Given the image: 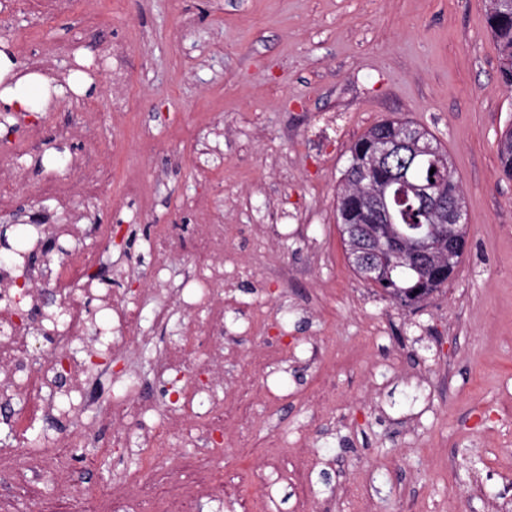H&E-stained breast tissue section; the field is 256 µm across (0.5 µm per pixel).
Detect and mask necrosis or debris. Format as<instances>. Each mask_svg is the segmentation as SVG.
Listing matches in <instances>:
<instances>
[{
    "instance_id": "1",
    "label": "necrosis or debris",
    "mask_w": 512,
    "mask_h": 512,
    "mask_svg": "<svg viewBox=\"0 0 512 512\" xmlns=\"http://www.w3.org/2000/svg\"><path fill=\"white\" fill-rule=\"evenodd\" d=\"M112 188V172L94 166L84 179L46 183V194L70 200L94 199ZM70 238L63 257L44 269L29 264L0 266V405L20 396V408L6 416L14 434L9 452H0V471L25 466L52 477L60 496L80 502L90 496L94 512H191L198 495L224 499V483L209 476V451L221 449L224 434V343L217 331L224 328V290L246 262L227 248L224 227L200 225L190 248L194 258L181 281L172 278V259L183 249L171 225H156L148 246L154 255L149 271L142 274V298L157 286L170 288L180 305L204 312L203 321L182 325V341L163 347L156 356V376L178 385L172 407L159 409L142 395L143 380L124 367L132 339L147 343L137 311L121 297L104 291L95 311H88L89 278L105 262L114 230L108 224L86 228L65 227ZM104 316L109 329L92 330L91 313ZM107 383L112 399L99 404L89 387ZM94 412L111 425L112 437L99 443L83 417ZM43 420L65 431L58 449L33 442L31 424ZM179 437L182 447L206 445L196 461L200 476L155 496L146 495V474L83 487L68 477L70 449L100 448L111 452L129 448L139 440L151 446L170 444Z\"/></svg>"
}]
</instances>
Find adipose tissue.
<instances>
[{
  "instance_id": "1",
  "label": "adipose tissue",
  "mask_w": 512,
  "mask_h": 512,
  "mask_svg": "<svg viewBox=\"0 0 512 512\" xmlns=\"http://www.w3.org/2000/svg\"><path fill=\"white\" fill-rule=\"evenodd\" d=\"M66 91L39 73L16 70L12 59L0 51V108L37 112L63 97Z\"/></svg>"
}]
</instances>
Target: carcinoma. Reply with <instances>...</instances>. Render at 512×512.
Here are the masks:
<instances>
[{"instance_id": "carcinoma-1", "label": "carcinoma", "mask_w": 512, "mask_h": 512, "mask_svg": "<svg viewBox=\"0 0 512 512\" xmlns=\"http://www.w3.org/2000/svg\"><path fill=\"white\" fill-rule=\"evenodd\" d=\"M488 25L500 48L499 76L501 83L512 91V0H488ZM399 138L396 120H385L370 127L350 147L349 165L342 179L338 195L339 220L342 225L357 227L363 236L376 229L375 213L371 204V185L361 179L360 174L371 167L370 159L375 143ZM435 152L419 156L410 168V180L414 183L434 182L448 196L462 194L461 187L452 169L444 167L442 158L447 152L434 136H429ZM498 156L500 172L512 179V125L507 127L499 140ZM394 191L406 197L393 213L397 238L405 243L427 233L433 217L419 201L406 190L394 187ZM381 266L379 281L374 286L394 302L417 305L445 286L438 280L435 270L415 262L390 265L384 257H374Z\"/></svg>"}]
</instances>
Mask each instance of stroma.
Instances as JSON below:
<instances>
[{
    "label": "stroma",
    "mask_w": 512,
    "mask_h": 512,
    "mask_svg": "<svg viewBox=\"0 0 512 512\" xmlns=\"http://www.w3.org/2000/svg\"><path fill=\"white\" fill-rule=\"evenodd\" d=\"M4 39L18 66L64 83L74 61L90 67L99 163L114 173L103 199L36 195L79 177L94 144L74 97L13 114L0 130V172L18 186L0 205L13 248L34 222L114 225L96 285L132 298L140 281L115 267L150 266L158 224L186 237L230 225L248 260L224 297V425L249 431L213 462L223 504L198 512H512V180L497 156L512 92L485 0H76L48 18L0 0ZM115 42L128 49L119 112L98 65ZM385 118L448 150L469 222L448 285L411 308L354 272L337 220L348 147ZM269 344L287 355L253 371ZM72 466L77 482L138 471L127 448ZM0 499L68 507L28 473Z\"/></svg>",
    "instance_id": "obj_1"
}]
</instances>
